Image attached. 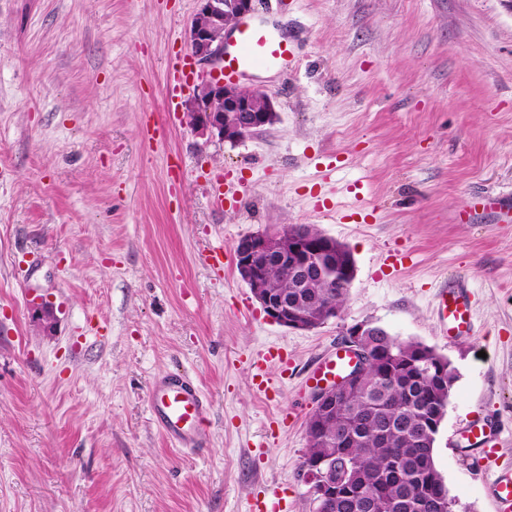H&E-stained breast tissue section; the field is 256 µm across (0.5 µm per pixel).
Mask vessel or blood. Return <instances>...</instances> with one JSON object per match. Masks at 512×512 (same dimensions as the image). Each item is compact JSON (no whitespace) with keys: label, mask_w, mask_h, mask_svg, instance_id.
I'll return each instance as SVG.
<instances>
[{"label":"vessel or blood","mask_w":512,"mask_h":512,"mask_svg":"<svg viewBox=\"0 0 512 512\" xmlns=\"http://www.w3.org/2000/svg\"><path fill=\"white\" fill-rule=\"evenodd\" d=\"M289 45L275 29L252 21H242L236 37L224 50V61L216 76L231 82L259 71H281L288 66ZM199 73L187 57H179L166 73V92L176 98L188 91ZM492 215L502 224L512 223V204L505 197L491 193L472 194L458 213L460 222L473 223L478 217ZM435 311L442 336L455 342L475 334V324L468 287L456 280L439 288ZM354 355L345 345H337L330 356L317 359L307 370L305 382L321 386L339 378ZM150 416L162 435L177 449L204 451L207 429L211 421V403L202 390L186 374L166 372L152 381L148 392ZM460 433L480 459L495 458L499 442L491 419L483 418L465 424ZM495 512H512V469L503 468L488 484Z\"/></svg>","instance_id":"b4317fda"}]
</instances>
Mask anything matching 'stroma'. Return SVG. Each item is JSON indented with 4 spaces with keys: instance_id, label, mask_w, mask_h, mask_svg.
<instances>
[{
    "instance_id": "1",
    "label": "stroma",
    "mask_w": 512,
    "mask_h": 512,
    "mask_svg": "<svg viewBox=\"0 0 512 512\" xmlns=\"http://www.w3.org/2000/svg\"><path fill=\"white\" fill-rule=\"evenodd\" d=\"M197 9L0 0V512H250L263 496L312 512L303 377L366 321L452 363L435 463L455 512H493L494 471L448 439L494 413L512 465V223L456 213L512 191V5L258 0L293 57L243 79L277 118L235 145L197 134L188 96L167 109ZM292 224L356 265L340 315L308 331L270 322L234 260L240 238ZM210 248L223 276L199 261ZM456 276L476 333L451 342L434 295ZM176 370L211 402L200 454L150 420L151 380Z\"/></svg>"
}]
</instances>
